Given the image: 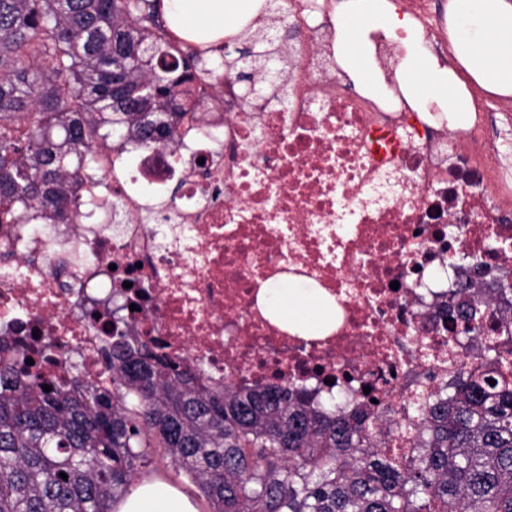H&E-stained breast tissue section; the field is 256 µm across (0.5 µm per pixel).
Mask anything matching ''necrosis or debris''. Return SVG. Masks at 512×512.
<instances>
[{"instance_id":"necrosis-or-debris-1","label":"necrosis or debris","mask_w":512,"mask_h":512,"mask_svg":"<svg viewBox=\"0 0 512 512\" xmlns=\"http://www.w3.org/2000/svg\"><path fill=\"white\" fill-rule=\"evenodd\" d=\"M331 38L305 34L282 92L242 108L203 78L172 144H98L69 223L1 224L0 364L107 387L103 351L122 334L219 384L378 396L392 453L412 447L423 395L488 346L512 351L506 304L459 344L457 284L475 273L448 265L512 275L500 145L340 91ZM289 276L333 299L335 329L294 335L264 314L261 288Z\"/></svg>"}]
</instances>
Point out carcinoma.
Here are the masks:
<instances>
[{"label":"carcinoma","mask_w":512,"mask_h":512,"mask_svg":"<svg viewBox=\"0 0 512 512\" xmlns=\"http://www.w3.org/2000/svg\"><path fill=\"white\" fill-rule=\"evenodd\" d=\"M161 0H0V224H66L94 145L118 134L174 139L180 87L214 67L172 40ZM249 45L254 76L293 59L283 40ZM461 287V339L484 307L512 292ZM488 346L484 370L418 407L419 451L378 449L359 406L310 405L280 385L218 388L197 366L112 344V388H68L0 366V512H112L162 450L208 512H512V381ZM495 385H490V382ZM51 390L46 392L43 386ZM65 473L68 479L60 477Z\"/></svg>","instance_id":"cac0c4a2"}]
</instances>
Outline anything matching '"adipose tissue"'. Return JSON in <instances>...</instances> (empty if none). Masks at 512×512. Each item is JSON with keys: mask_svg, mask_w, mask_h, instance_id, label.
<instances>
[{"mask_svg": "<svg viewBox=\"0 0 512 512\" xmlns=\"http://www.w3.org/2000/svg\"><path fill=\"white\" fill-rule=\"evenodd\" d=\"M264 0H164L173 32L196 42H219L254 23ZM332 54L340 73L371 98L388 93L384 74L372 62L376 41L401 49L396 80L417 112H438L449 129L475 120L473 93L512 97V0H448L445 28L454 57L446 63L422 27L396 12L391 0H334ZM259 299L267 315L303 336L326 333L333 315H320L303 288H265ZM115 512H199L187 495L159 483L135 485Z\"/></svg>", "mask_w": 512, "mask_h": 512, "instance_id": "1", "label": "adipose tissue"}]
</instances>
